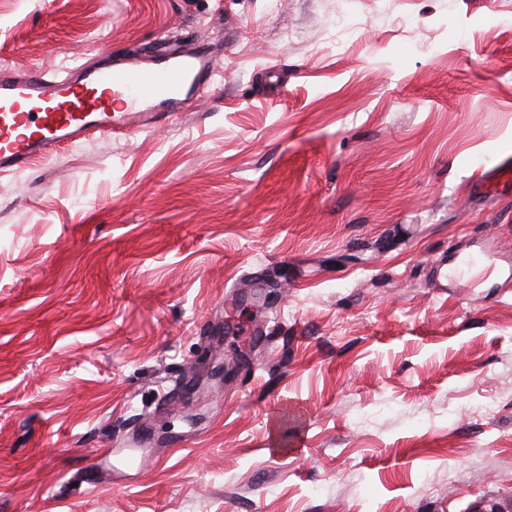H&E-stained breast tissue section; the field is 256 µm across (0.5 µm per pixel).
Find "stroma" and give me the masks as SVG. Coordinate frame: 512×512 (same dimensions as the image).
<instances>
[{
	"instance_id": "stroma-1",
	"label": "stroma",
	"mask_w": 512,
	"mask_h": 512,
	"mask_svg": "<svg viewBox=\"0 0 512 512\" xmlns=\"http://www.w3.org/2000/svg\"><path fill=\"white\" fill-rule=\"evenodd\" d=\"M168 38L196 108L0 176V512H512V0H0L19 74ZM478 182L485 187L488 193L496 192L502 182L511 186L512 156L510 154L499 156L489 165L481 167Z\"/></svg>"
}]
</instances>
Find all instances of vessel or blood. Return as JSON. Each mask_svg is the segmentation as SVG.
Returning a JSON list of instances; mask_svg holds the SVG:
<instances>
[{"mask_svg": "<svg viewBox=\"0 0 512 512\" xmlns=\"http://www.w3.org/2000/svg\"><path fill=\"white\" fill-rule=\"evenodd\" d=\"M220 69L209 49L171 43L139 54L105 53L93 67H64L52 76L0 65V173L24 170L95 135H126L158 127L191 110ZM486 192L512 182V156L481 167Z\"/></svg>", "mask_w": 512, "mask_h": 512, "instance_id": "vessel-or-blood-1", "label": "vessel or blood"}]
</instances>
